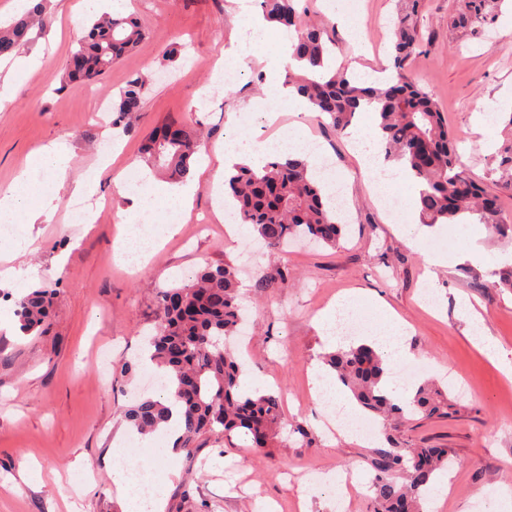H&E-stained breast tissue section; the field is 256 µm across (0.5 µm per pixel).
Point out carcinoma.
Returning a JSON list of instances; mask_svg holds the SVG:
<instances>
[{
	"instance_id": "obj_1",
	"label": "carcinoma",
	"mask_w": 512,
	"mask_h": 512,
	"mask_svg": "<svg viewBox=\"0 0 512 512\" xmlns=\"http://www.w3.org/2000/svg\"><path fill=\"white\" fill-rule=\"evenodd\" d=\"M264 19L278 28L293 30L292 58L299 63L290 72L297 93L312 111L331 120L343 134L358 112H374L380 141L388 161L401 162L419 183L417 206L423 224H455L466 213L476 216L501 237H512V220L505 218L497 198L483 182L463 168L448 121L432 94L407 70V61L421 47L418 24L422 0H399L392 38L393 69L390 81L360 86L341 70L325 75L322 69L336 44L335 27L307 11L297 0H255ZM502 0H457L450 26L482 35L495 22ZM44 0L0 26V59L15 54L31 40L32 29L43 28ZM148 29L133 16L106 14L90 21L77 40L65 66L69 82L92 83L143 42ZM147 80L131 78L112 102V127L129 134L146 107ZM198 124L170 122L156 127L144 141L143 161L153 172L173 181L185 180L199 147ZM242 223L252 227L270 251L280 250L295 238L336 246L346 224L329 206L325 185L310 174L309 162L293 153L268 160L254 170L237 167L224 180ZM52 292L34 290L15 300L19 330L40 334L49 326ZM156 334L150 340V360L164 370L167 386L179 405L182 433L176 447L194 460L202 441L222 438L231 442L245 436L259 451L278 444L282 424L281 397L271 391L248 393L241 386L242 367L229 339L237 335L245 316L239 302L237 268L231 262L206 265L179 287L158 292ZM336 381L346 387L360 408L386 421L405 414L426 418L451 416L455 403L439 386L423 382L411 398L401 401L384 393L382 358L371 345L338 348L324 358ZM170 407L163 397H145L125 411L126 420L140 433L157 430L169 421ZM389 447L375 448L372 512H421V498L436 472L448 464V449L437 446L402 448L391 438ZM176 512H209L185 489Z\"/></svg>"
}]
</instances>
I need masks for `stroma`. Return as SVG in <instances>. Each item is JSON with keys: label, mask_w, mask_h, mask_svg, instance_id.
<instances>
[{"label": "stroma", "mask_w": 512, "mask_h": 512, "mask_svg": "<svg viewBox=\"0 0 512 512\" xmlns=\"http://www.w3.org/2000/svg\"><path fill=\"white\" fill-rule=\"evenodd\" d=\"M44 30L33 32L21 54H39L40 66L22 79L8 78L11 59L0 61V189L25 169L42 146L62 141L71 148V181L61 183L48 171H31L42 195L54 197L50 223L18 225L0 236V512H123L112 482V448L123 411L137 400L156 395L146 386L148 340L155 333L157 294L183 284L205 264L224 261L240 266L241 303L249 334L231 344L245 376L262 389L281 393L285 423L279 443L260 455L240 437L232 444L205 440L194 463L185 456H154L135 435L124 445L156 481H168V506L183 488L205 500L211 512H336V498L317 472H358L346 485L349 512H370L372 445L349 435L330 434L334 415L313 394L312 369L329 348L314 318L345 292L360 291L365 302L354 314L359 341L375 303L392 308L412 327L408 338L422 379L447 389L457 404L449 419L414 416L392 433L403 447L447 448L442 470L449 491L433 512H512V381L479 354L466 336L456 299L467 295L482 314L489 336L512 360V292L498 288L499 267L459 261L471 246L488 254L512 252V239L492 237L480 224L418 225V245L398 232L360 168L347 135L282 102L275 121L264 110H250L253 100L268 101L284 84L287 62L267 70L258 60L242 66V80L219 82L230 67L224 53L234 39L248 37L246 20L258 9L244 0H125L124 13L140 16L148 36L135 51L112 66L101 80L85 86L65 80L64 66L86 21L94 11H108L112 0H47ZM398 0H344L343 15L359 24L360 40L336 30L337 68L379 70L390 63L391 20ZM455 0H425L420 19L424 50L408 62L421 87L448 116L461 160L475 179L512 214V189L501 179L499 161L512 147V127L505 120L488 123L490 104L512 93V0H503L486 38L476 39L448 27ZM180 58L168 68L160 63L173 46ZM154 74L139 135L130 137L99 120L104 99L115 98L131 77ZM236 123H229V113ZM195 120L211 137L200 148L190 175L196 186L192 205L179 213V231L161 243L139 268L113 258V244L124 225L119 214L127 203L114 188L115 177H129L143 166L142 134L167 122ZM307 141L322 144L345 201L347 231L336 247L294 243L273 254L255 239L226 235L216 217L221 196L212 183L219 160L216 149L239 136L281 145L295 129ZM112 164L100 169L99 158ZM93 184L97 209L88 224L72 219L74 179ZM208 219L203 231L193 223ZM34 236L32 251L14 254L13 243ZM447 253V265L426 274L433 251ZM54 292L46 333L18 330L14 301L32 289ZM307 436L294 433V426ZM84 472L74 477L68 466Z\"/></svg>", "instance_id": "stroma-1"}]
</instances>
